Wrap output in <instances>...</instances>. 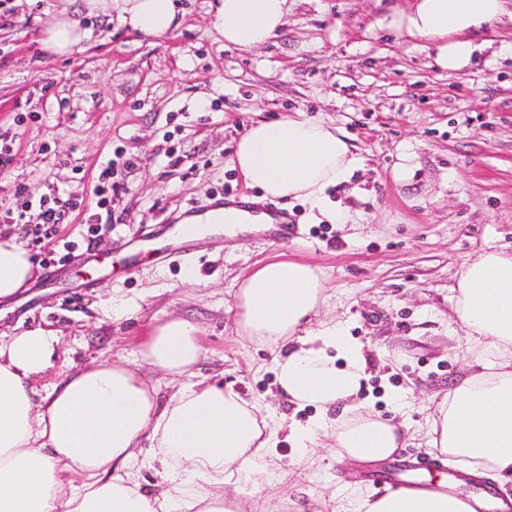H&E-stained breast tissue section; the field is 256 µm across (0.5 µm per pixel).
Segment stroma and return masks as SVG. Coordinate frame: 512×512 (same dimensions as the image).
<instances>
[{
	"mask_svg": "<svg viewBox=\"0 0 512 512\" xmlns=\"http://www.w3.org/2000/svg\"><path fill=\"white\" fill-rule=\"evenodd\" d=\"M60 0H0V218L25 214L17 240L40 265L20 297L0 301V334L59 332L55 365L38 393L90 360H133L154 320L196 323L206 349L199 381L234 385L269 404L273 421L299 425L313 408L276 396L271 354L237 336L233 289L258 261L283 255L317 266L327 286L321 318L346 325L365 347L362 400L415 437L382 461H341L318 449L307 468L288 441L277 445L286 475L246 512H332L344 484L380 488L377 472H441L420 435L427 406L466 361L452 314L462 263L484 251L512 253V18L482 32L490 49L455 76L422 41L381 28L402 0H288L282 34L254 50L228 47L210 0H180L170 36L148 41L114 22L87 19V49L50 57L39 31ZM304 112L340 128L363 165L329 195L346 221L312 222L307 204L276 200L288 239L257 229L194 241L195 282L156 251L180 213L247 194L231 163L235 142L258 120ZM410 170L398 181L399 163ZM112 172L109 207L98 175ZM57 189L80 202L69 223L39 237V198ZM111 277L83 287L89 265ZM405 394L397 405L394 393Z\"/></svg>",
	"mask_w": 512,
	"mask_h": 512,
	"instance_id": "stroma-1",
	"label": "stroma"
}]
</instances>
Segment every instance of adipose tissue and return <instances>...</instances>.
<instances>
[{"label": "adipose tissue", "mask_w": 512, "mask_h": 512, "mask_svg": "<svg viewBox=\"0 0 512 512\" xmlns=\"http://www.w3.org/2000/svg\"><path fill=\"white\" fill-rule=\"evenodd\" d=\"M512 9V0H405L388 23L399 36L421 38L434 62L455 73L480 46L471 33ZM177 0H81L53 12L41 29L43 51L66 56L93 37L83 17H104L147 38L179 26ZM287 0H216L212 25L225 44L266 45L287 24ZM233 168L262 198L305 201L311 213L342 223L327 194L360 167L345 135L324 120L294 112L259 120L236 143ZM269 214L234 203L192 217L185 234L204 226L266 225ZM38 267L10 232H0V300L37 277ZM321 272L298 260L258 262L237 286L234 331L272 353L279 395L316 418L287 439L298 460L316 448L338 459L381 461L411 434L365 410L368 378L362 344L336 320H316L326 301ZM453 311L474 364L429 407L425 433L445 463L512 496V255L485 251L463 262ZM56 331L37 327L0 341V512H242L245 489L261 492L278 432L262 409L223 383L191 381L203 356L200 328L175 317L150 324L132 361L90 363L69 371L42 399L33 383L53 366ZM181 379L168 399L142 367ZM158 466L159 489L145 492L138 472ZM335 512H474L452 493L418 495L358 487Z\"/></svg>", "instance_id": "obj_1"}]
</instances>
